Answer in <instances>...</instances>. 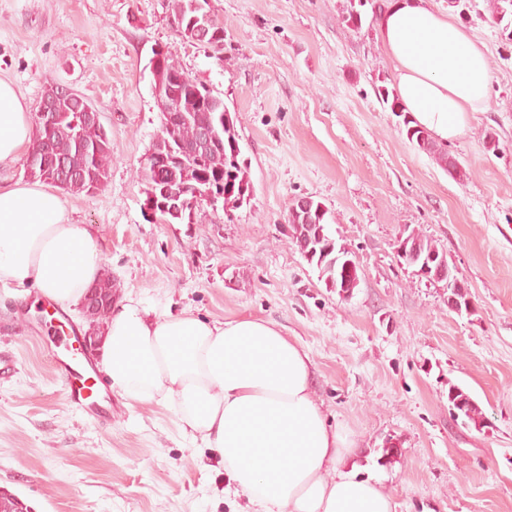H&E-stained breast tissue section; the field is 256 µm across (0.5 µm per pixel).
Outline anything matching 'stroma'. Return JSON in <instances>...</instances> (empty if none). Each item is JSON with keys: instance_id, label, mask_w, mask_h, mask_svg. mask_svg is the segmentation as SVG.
<instances>
[{"instance_id": "obj_1", "label": "stroma", "mask_w": 512, "mask_h": 512, "mask_svg": "<svg viewBox=\"0 0 512 512\" xmlns=\"http://www.w3.org/2000/svg\"><path fill=\"white\" fill-rule=\"evenodd\" d=\"M347 3L210 0L225 27L216 54L175 33L168 0H0V78L28 110L61 82L101 113L107 183L61 199L94 230L119 295L211 320H271L297 337L323 412L356 441L345 468L380 478L395 512H512V26L484 0L462 20L486 44L492 80L448 144L466 172L456 180L377 94L396 86L376 36L375 8L388 0H367L358 29L341 20ZM156 47L236 117L252 194L233 218L207 205L190 224L142 214L140 163L160 126ZM489 132L497 151L485 148ZM302 196L328 207L333 237L361 268L349 298L287 236ZM412 229L457 267L470 311H451L446 283L399 259ZM36 303L0 286V488L32 512H251L246 497H225L223 463L169 411L116 396L104 431L67 406ZM452 384L477 401L482 429L452 419ZM392 439L400 453L388 460Z\"/></svg>"}]
</instances>
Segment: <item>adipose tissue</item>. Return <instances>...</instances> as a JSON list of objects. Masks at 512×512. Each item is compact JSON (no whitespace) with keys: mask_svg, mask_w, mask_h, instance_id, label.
I'll list each match as a JSON object with an SVG mask.
<instances>
[{"mask_svg":"<svg viewBox=\"0 0 512 512\" xmlns=\"http://www.w3.org/2000/svg\"><path fill=\"white\" fill-rule=\"evenodd\" d=\"M378 29L405 112L436 141L462 136L488 95L484 44L429 0H390ZM32 140L29 112L0 78V164ZM102 271L95 236L71 223L54 188L0 185V285L69 310ZM101 357L112 392L170 410L253 512H394L380 480L342 469L354 442L317 403L309 352L276 323L174 314L129 294L108 315Z\"/></svg>","mask_w":512,"mask_h":512,"instance_id":"obj_1","label":"adipose tissue"}]
</instances>
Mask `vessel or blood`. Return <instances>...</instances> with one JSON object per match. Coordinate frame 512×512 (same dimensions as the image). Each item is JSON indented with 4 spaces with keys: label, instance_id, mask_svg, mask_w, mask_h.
I'll use <instances>...</instances> for the list:
<instances>
[{
    "label": "vessel or blood",
    "instance_id": "vessel-or-blood-1",
    "mask_svg": "<svg viewBox=\"0 0 512 512\" xmlns=\"http://www.w3.org/2000/svg\"><path fill=\"white\" fill-rule=\"evenodd\" d=\"M43 342L64 383L66 403L104 430L112 427V394L102 372L81 347L74 325L54 316L42 320Z\"/></svg>",
    "mask_w": 512,
    "mask_h": 512
}]
</instances>
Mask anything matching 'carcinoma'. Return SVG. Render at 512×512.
<instances>
[{
	"label": "carcinoma",
	"mask_w": 512,
	"mask_h": 512,
	"mask_svg": "<svg viewBox=\"0 0 512 512\" xmlns=\"http://www.w3.org/2000/svg\"><path fill=\"white\" fill-rule=\"evenodd\" d=\"M485 3L486 11L499 22L512 15V0H485ZM168 7L172 25L181 37L194 42L199 31L205 29L209 33L205 47L215 52L224 49V23L211 9L210 0H169ZM153 91L160 110L170 95L179 96L181 108L189 117V121L176 125V134L184 146L188 147L195 142L201 128H216L219 139L207 149L199 161L189 152L175 151L171 141L155 138L148 153L167 158L168 169L159 175L154 170L141 166V179L145 184L144 201H149L152 196L162 197V188L165 186L179 189L183 187L190 191L203 179L215 193H226L222 209L227 220H232V212L240 208L246 199L237 193L228 194V187L250 184L247 166L240 158L236 118L229 117L230 127H225L224 100L213 94V90L206 85L188 76L168 53L163 57V69L158 76V82L153 85ZM57 123L58 128L47 135L46 143L38 132H33L32 147L27 155V177L46 182L54 165L62 161L83 173L81 178L63 186V190L78 194L101 189L108 180L112 165V140L105 127L83 123L78 112L58 113ZM421 151L430 155L441 168H446L450 155L446 146L432 142L421 148ZM296 204L297 201L294 200L288 207V238L292 241L310 240L322 246L336 245L329 228L328 211H323L318 219L312 216L305 218L294 214ZM408 237L420 253L444 255L431 240L422 235L412 231ZM316 266L320 277L326 282L334 284L336 279L343 276L341 268L336 266L334 249L323 254ZM116 291L112 274L104 272L84 300L87 306L97 305L96 312L89 316L90 322L100 324L106 319ZM448 394L451 404L456 398L469 401V407L462 415L465 423H471L476 428L484 426L483 413L469 393L451 385ZM0 512H31V507L17 495L0 490Z\"/></svg>",
	"instance_id": "obj_1"
}]
</instances>
